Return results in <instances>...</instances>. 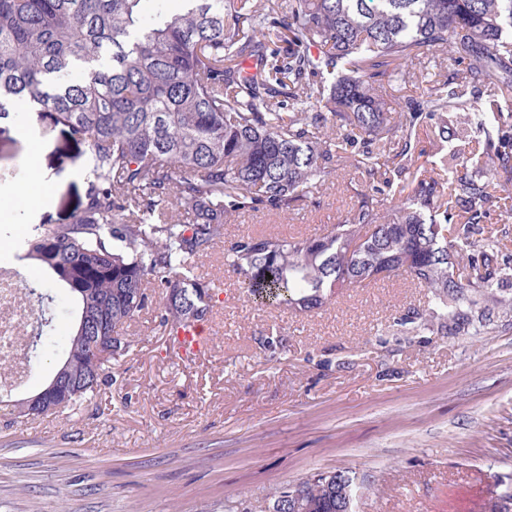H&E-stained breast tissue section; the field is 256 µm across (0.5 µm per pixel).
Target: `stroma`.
Returning a JSON list of instances; mask_svg holds the SVG:
<instances>
[{
  "instance_id": "stroma-1",
  "label": "stroma",
  "mask_w": 512,
  "mask_h": 512,
  "mask_svg": "<svg viewBox=\"0 0 512 512\" xmlns=\"http://www.w3.org/2000/svg\"><path fill=\"white\" fill-rule=\"evenodd\" d=\"M447 75V59L431 51L403 63L385 88L387 109L407 112ZM20 126L46 146L52 183L47 210L18 224ZM87 151L45 113L1 118L0 238L69 223L91 179ZM368 186L344 166L313 205L284 221L237 214L224 238L324 233ZM201 273L218 296L202 359L177 355L151 307L123 330L129 350L108 364L111 390L53 421L0 409V512H266L275 491L336 471L359 486L356 512H491L512 489V317L456 336L399 325L430 297L402 276L309 312L265 307L220 245ZM62 357L30 353L27 377L0 398L37 393Z\"/></svg>"
}]
</instances>
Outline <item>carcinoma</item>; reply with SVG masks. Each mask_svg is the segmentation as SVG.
<instances>
[{
    "label": "carcinoma",
    "instance_id": "obj_1",
    "mask_svg": "<svg viewBox=\"0 0 512 512\" xmlns=\"http://www.w3.org/2000/svg\"><path fill=\"white\" fill-rule=\"evenodd\" d=\"M145 2L0 0V116L49 113L87 144L94 176L71 223L25 239L21 255L77 301L58 372L84 385L21 416L57 415L112 385L92 337L120 333L152 294L168 336L211 314L198 260L223 242L224 224L245 211L286 218L347 163L383 181L342 223L230 242L225 264L247 292L307 311L405 274L431 298L400 323L459 334L491 322L493 309L469 300L465 313L459 302L512 279L496 241L472 240L491 209L512 217V122L450 168L447 153L462 149L447 112H480L463 100L469 83L488 84L493 108L496 91L512 88V0H290L285 13L254 0H177L174 14H148ZM425 49L448 58L456 85L425 88L397 119L380 91L393 66ZM455 253L467 254L461 273ZM30 335L31 352L57 346L51 318ZM299 486L303 512H339L329 477Z\"/></svg>",
    "mask_w": 512,
    "mask_h": 512
}]
</instances>
